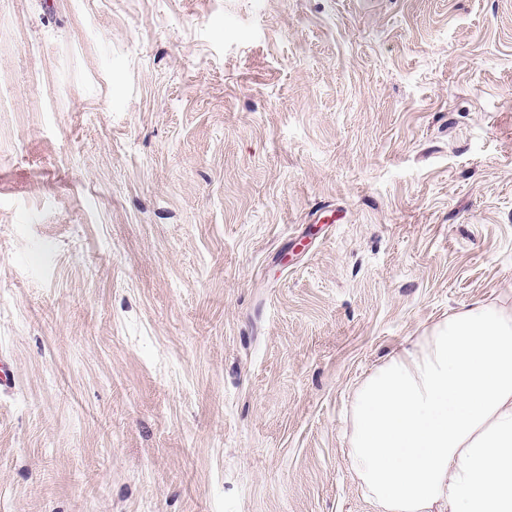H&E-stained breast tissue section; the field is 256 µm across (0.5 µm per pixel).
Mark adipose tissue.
<instances>
[{
  "label": "adipose tissue",
  "mask_w": 512,
  "mask_h": 512,
  "mask_svg": "<svg viewBox=\"0 0 512 512\" xmlns=\"http://www.w3.org/2000/svg\"><path fill=\"white\" fill-rule=\"evenodd\" d=\"M351 414L376 512H512V310L476 302L400 345Z\"/></svg>",
  "instance_id": "1"
}]
</instances>
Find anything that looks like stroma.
<instances>
[{"instance_id": "1", "label": "stroma", "mask_w": 512, "mask_h": 512, "mask_svg": "<svg viewBox=\"0 0 512 512\" xmlns=\"http://www.w3.org/2000/svg\"><path fill=\"white\" fill-rule=\"evenodd\" d=\"M477 301L512 0H0V512H375L354 393Z\"/></svg>"}]
</instances>
